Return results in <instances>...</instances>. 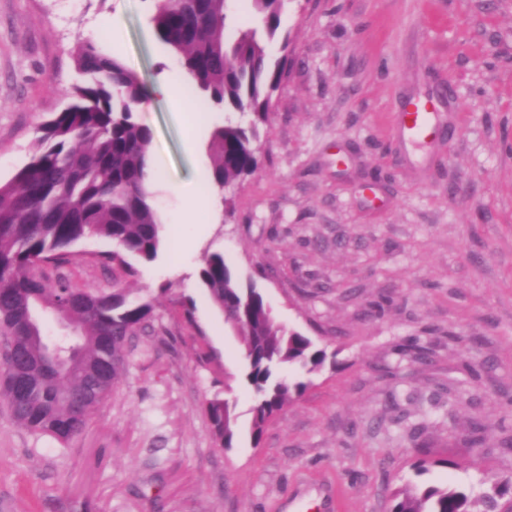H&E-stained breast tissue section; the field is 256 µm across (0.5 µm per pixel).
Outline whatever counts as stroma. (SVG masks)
Segmentation results:
<instances>
[{
    "label": "stroma",
    "mask_w": 512,
    "mask_h": 512,
    "mask_svg": "<svg viewBox=\"0 0 512 512\" xmlns=\"http://www.w3.org/2000/svg\"><path fill=\"white\" fill-rule=\"evenodd\" d=\"M156 0H0V181L30 159L38 125L65 103L82 41L148 86L188 84L160 43ZM118 21L123 37L97 28ZM291 43L260 166L236 183L192 255L164 228L154 261L112 264L114 243L73 249L81 288L152 301L111 396L67 444L18 426L0 400V512H387L404 485L481 494L512 477V0H286ZM432 100L441 135L412 141L408 97ZM164 99L140 110L162 176L152 202L174 215L205 189L228 108ZM198 135L195 153L185 141ZM222 253L277 320L334 353L250 437L253 394L240 342L200 284ZM192 311H185V303ZM237 417L217 444L214 397ZM481 434H474V423ZM432 460L418 473V459Z\"/></svg>",
    "instance_id": "stroma-1"
}]
</instances>
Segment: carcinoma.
I'll return each mask as SVG.
<instances>
[{"mask_svg":"<svg viewBox=\"0 0 512 512\" xmlns=\"http://www.w3.org/2000/svg\"><path fill=\"white\" fill-rule=\"evenodd\" d=\"M257 24L227 35V0H165L152 16L157 39L180 56L194 87L209 103L250 114L249 126L226 124L210 143L213 182L229 189L259 165V126L279 89L283 68L271 65L267 45L279 34L285 0H249ZM78 79L62 91L66 105L38 128L30 161L0 183V329L22 348L9 366L0 357V397L26 430L66 443L88 425L124 370L125 350L153 317V305L125 291L79 288L45 267L68 263L71 247L88 238L125 255L154 260L161 248L160 216L150 202L151 128L136 118L147 84L119 58L92 41L75 58ZM199 279L242 344L244 380L255 395L251 439L259 445L267 423L303 393L306 383L282 375L287 367L320 371L327 350L277 321L255 287L242 285L220 253L205 255ZM66 316L74 334L69 362L51 365L34 320ZM207 413L216 440L231 448L237 435L229 401L215 398ZM512 505V480H496L479 496L453 487H405L391 492L389 512H503Z\"/></svg>","mask_w":512,"mask_h":512,"instance_id":"cac0c4a2","label":"carcinoma"}]
</instances>
